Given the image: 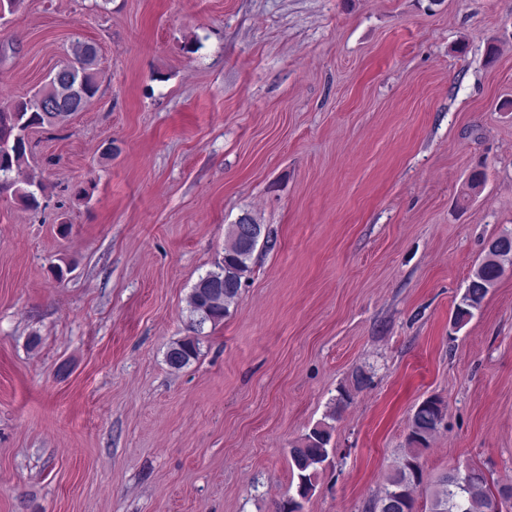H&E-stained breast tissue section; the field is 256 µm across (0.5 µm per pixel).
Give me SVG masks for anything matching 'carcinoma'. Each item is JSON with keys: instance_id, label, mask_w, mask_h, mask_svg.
I'll return each mask as SVG.
<instances>
[{"instance_id": "obj_1", "label": "carcinoma", "mask_w": 512, "mask_h": 512, "mask_svg": "<svg viewBox=\"0 0 512 512\" xmlns=\"http://www.w3.org/2000/svg\"><path fill=\"white\" fill-rule=\"evenodd\" d=\"M97 58L95 45L78 40L69 62L54 74L47 89L28 99L0 104L1 197L10 196L28 208L39 206L43 185L31 181L22 186L13 176L27 160V131L51 127L91 104L98 92ZM253 254V250L242 246L238 225H229L222 261L200 277L190 293L188 329L192 335L173 343L166 352V363L171 369L181 370L198 359L199 335L206 324L215 326L224 320L229 305L241 290ZM508 267H512L511 250L486 251L455 307V326H463L473 316ZM444 418L445 406L437 397L427 398L416 408L407 436L409 452L387 479V486L375 504L376 512H417L415 493L423 484L419 458L429 448ZM330 441L329 427L318 425L291 448V468L297 479L295 494L278 505L276 512H302V501L313 495L318 469L329 458ZM494 505L495 497L486 475L472 467L463 474L452 470L438 478L428 512H496Z\"/></svg>"}]
</instances>
